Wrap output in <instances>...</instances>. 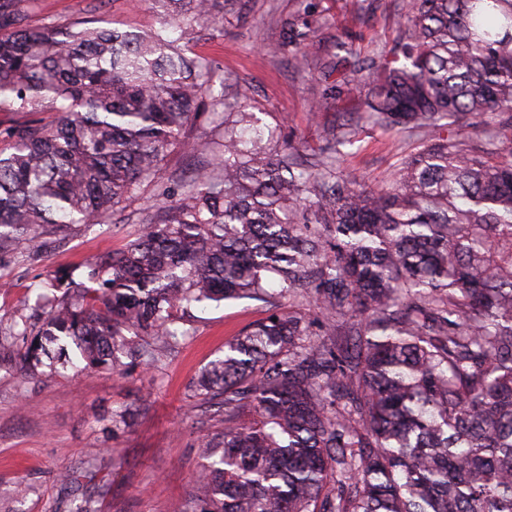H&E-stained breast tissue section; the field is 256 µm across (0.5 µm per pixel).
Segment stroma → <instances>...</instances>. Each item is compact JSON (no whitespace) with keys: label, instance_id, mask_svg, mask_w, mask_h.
<instances>
[{"label":"stroma","instance_id":"35a3bbf8","mask_svg":"<svg viewBox=\"0 0 512 512\" xmlns=\"http://www.w3.org/2000/svg\"><path fill=\"white\" fill-rule=\"evenodd\" d=\"M224 17L223 31L193 29L183 42L213 60L217 74L246 87L248 105L264 135L296 136L308 150L320 145L336 121L326 105L330 90L318 72L366 63L373 49L391 41L399 0H244ZM26 22L74 28L96 19L99 26L139 31L162 19L145 0H25ZM309 13L316 29L298 68L286 46V22ZM321 112L311 113L314 103ZM415 144L408 134L360 128L341 167L372 185L392 180ZM150 186L119 203L112 225L81 227L46 247L34 262L6 267L0 288V328L40 322L34 304L39 286L54 271L76 269L125 247L140 229ZM272 311L264 299L198 306L185 315L187 336L155 366L129 360L111 371L67 367L34 377L18 367L27 343L0 342V512H69L72 502L93 500L98 512H189V491L205 458L200 443L223 432L217 405L194 389L200 371L224 353V344ZM129 412L127 426L113 429V412ZM72 474L69 483L59 473Z\"/></svg>","mask_w":512,"mask_h":512}]
</instances>
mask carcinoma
I'll return each mask as SVG.
<instances>
[{
	"mask_svg": "<svg viewBox=\"0 0 512 512\" xmlns=\"http://www.w3.org/2000/svg\"><path fill=\"white\" fill-rule=\"evenodd\" d=\"M21 2L0 0V110L59 118L0 150V264L154 187L138 236L44 307L27 369L62 338L87 366L153 365L181 308L298 294L315 322L276 309L197 378L224 431L196 512H512V0H403L368 72L336 78L357 110L313 157L226 112L188 181L165 152L219 102L168 29L221 28L231 0H145L148 33L32 28ZM288 29L310 67L311 23ZM362 122L419 140L388 186L340 169Z\"/></svg>",
	"mask_w": 512,
	"mask_h": 512,
	"instance_id": "cac0c4a2",
	"label": "carcinoma"
}]
</instances>
